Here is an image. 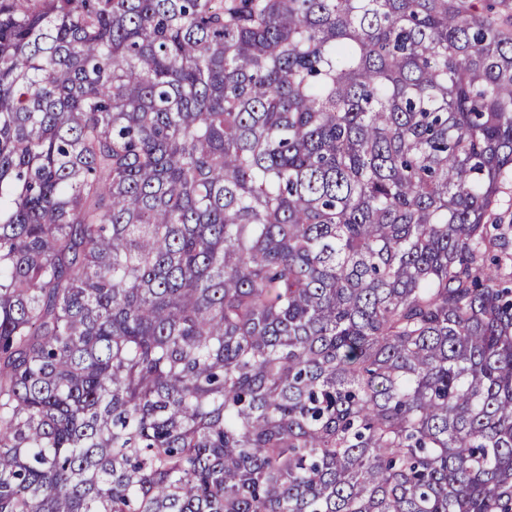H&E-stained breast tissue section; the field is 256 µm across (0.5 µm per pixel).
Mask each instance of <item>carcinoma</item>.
<instances>
[{
  "label": "carcinoma",
  "mask_w": 512,
  "mask_h": 512,
  "mask_svg": "<svg viewBox=\"0 0 512 512\" xmlns=\"http://www.w3.org/2000/svg\"><path fill=\"white\" fill-rule=\"evenodd\" d=\"M0 0V512H512V6Z\"/></svg>",
  "instance_id": "1"
}]
</instances>
